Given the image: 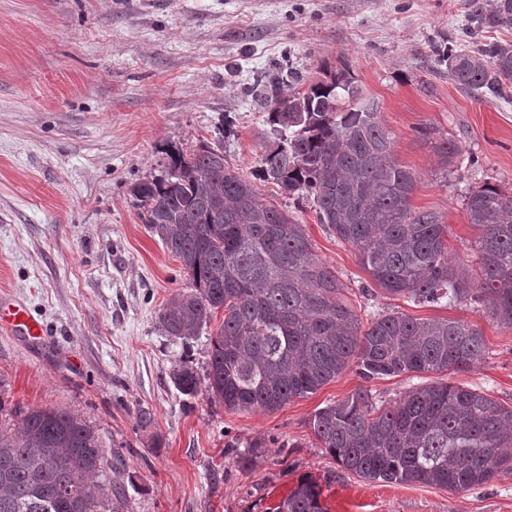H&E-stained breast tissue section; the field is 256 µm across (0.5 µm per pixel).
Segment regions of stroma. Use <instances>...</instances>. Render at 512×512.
<instances>
[{
    "label": "stroma",
    "mask_w": 512,
    "mask_h": 512,
    "mask_svg": "<svg viewBox=\"0 0 512 512\" xmlns=\"http://www.w3.org/2000/svg\"><path fill=\"white\" fill-rule=\"evenodd\" d=\"M470 0H0V295L23 302L51 340L0 331V422L14 406L80 414L119 451L132 477L130 512H277L300 482L324 512H512V474L449 492L368 481L338 465L310 429L314 412L358 390L376 406L438 381L481 387L512 405V328L487 300L419 305L375 287L357 251L337 240L307 196L257 181L277 134L270 77L303 90L348 69L380 103L396 160L417 176L413 208L442 213L452 261H473L480 230L464 200L484 186L512 195V97L462 89L441 45L476 51L512 28L466 33ZM456 144L451 167L436 145ZM222 145L265 200L304 224L315 255L361 313L481 327L486 356L451 375L368 381L350 366L276 412H230L179 393L171 373L205 376L210 329L167 336L158 314L187 281L133 204L135 183L165 172L172 152ZM148 410V428L137 423ZM265 443L245 467L234 450Z\"/></svg>",
    "instance_id": "stroma-1"
}]
</instances>
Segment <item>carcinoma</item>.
<instances>
[{"instance_id": "1", "label": "carcinoma", "mask_w": 512, "mask_h": 512, "mask_svg": "<svg viewBox=\"0 0 512 512\" xmlns=\"http://www.w3.org/2000/svg\"><path fill=\"white\" fill-rule=\"evenodd\" d=\"M473 29L512 27V0L485 9L471 0ZM463 86L504 98L512 91V42L475 53L442 54ZM268 122L279 141L265 147L259 178L288 195H308L318 221L354 247L374 284L419 303L492 299L490 318L512 328V196L493 186L469 193L478 269L452 268L448 224L415 210L416 178L394 156L378 103L348 72L333 73L287 98L272 91ZM150 232L181 263L187 290L159 313L164 332L189 339L224 311L210 337L206 395L235 412H275L305 398L350 364L370 381L410 373H455L486 355L480 327L462 320L415 319L397 310L362 321L345 285L313 253L304 226L264 200L203 145L170 156L165 174L132 190ZM171 377L196 396L189 366ZM0 427V512H126V468L107 458L94 428L63 408H20ZM322 447L367 481L426 484L460 492L512 473V406L486 391L449 383L414 387L386 408L366 391L328 404L309 421ZM262 441L240 461L263 459ZM316 485L302 482L277 512H324Z\"/></svg>"}]
</instances>
